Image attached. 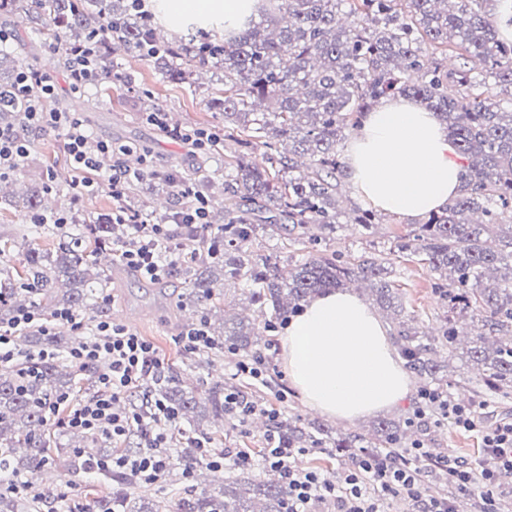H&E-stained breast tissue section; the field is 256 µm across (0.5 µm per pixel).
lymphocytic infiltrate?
<instances>
[{"label":"lymphocytic infiltrate","mask_w":512,"mask_h":512,"mask_svg":"<svg viewBox=\"0 0 512 512\" xmlns=\"http://www.w3.org/2000/svg\"><path fill=\"white\" fill-rule=\"evenodd\" d=\"M99 39L90 36L86 48L65 53V67L73 92H81L90 84L98 58ZM55 94L53 75L27 67L18 72L9 89H0V108L23 106L20 127L0 126V177L13 175L29 155V138L44 128L65 131V146L76 173L71 187L76 195L92 194L97 186L92 173L101 154H125V146L93 138L81 121L69 112L48 110L46 103ZM180 203L167 221L151 224L140 215L126 214L124 209L112 212V221L127 228V237L115 251L120 260L135 269L141 277L159 280L185 252L179 235L184 224L205 226L208 203L195 185L185 180L173 181ZM75 362L107 359L105 373L97 379L96 392L74 408L66 422L103 441L112 442V453L90 457L89 464L98 471H115L133 484H153L168 471L173 460L170 427L176 414L163 400L146 394V385L162 362L154 346L123 326L99 321L95 334L86 347L73 352ZM142 393L141 403L116 410L117 400ZM441 418L469 431H483L487 452L506 468L512 467V422L485 426L481 414L461 404H450L448 394L435 389L422 390L416 419H427L431 410ZM137 437L136 448L121 447L128 437ZM423 445L398 448L383 455L355 461L338 480H330L319 472L299 469L293 453L271 446L264 454V465L279 471L288 486L287 512H317L319 505L333 506L335 512H391L395 501L413 502L417 512H457V494L477 501L480 512H506L507 496L500 491L493 471L465 466L457 458L445 456L433 462L429 471L420 470L415 461L423 456ZM446 480L454 495L431 497L424 485L429 476Z\"/></svg>","instance_id":"1"}]
</instances>
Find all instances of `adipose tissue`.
Segmentation results:
<instances>
[{
  "label": "adipose tissue",
  "mask_w": 512,
  "mask_h": 512,
  "mask_svg": "<svg viewBox=\"0 0 512 512\" xmlns=\"http://www.w3.org/2000/svg\"><path fill=\"white\" fill-rule=\"evenodd\" d=\"M254 0H169L172 19L220 10L227 24ZM352 184L367 204L404 218L447 206L462 166L437 115L405 98H385L362 118L347 147ZM290 385L303 404L345 422L389 410L412 389V374L389 330L356 294L327 290L289 320L280 339Z\"/></svg>",
  "instance_id": "1"
}]
</instances>
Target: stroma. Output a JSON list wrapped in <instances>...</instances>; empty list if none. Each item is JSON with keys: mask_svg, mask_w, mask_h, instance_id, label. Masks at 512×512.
<instances>
[{"mask_svg": "<svg viewBox=\"0 0 512 512\" xmlns=\"http://www.w3.org/2000/svg\"><path fill=\"white\" fill-rule=\"evenodd\" d=\"M6 26L13 35L21 37L29 47L28 64L56 74L64 72L63 53L54 52L42 42L41 36L21 16L7 18ZM112 70L117 77L108 83L87 87L85 92L71 93L67 82H60L58 101L67 111L76 113L87 130L94 136L120 142L130 146H144L158 170L157 175L142 179L141 199L145 212L157 211L168 214L176 204L173 195L160 191L163 173L182 177L195 169L198 161H205L206 175L216 185H223L231 168L225 167L224 156L207 153L198 158L189 149L173 140L168 133L145 120L141 114L146 108L156 107L167 113L183 127H197L207 130L220 129L224 118L211 107V99L221 97L224 84L216 69L195 74L192 83L176 84L163 81L159 71L144 63L131 50L118 49L111 56ZM31 156L34 164L28 178L18 183H5V190L13 186H26L51 175H60L61 180L53 189L48 201L49 211H71L78 223L95 224L112 209V191L108 184H100L90 196H75L69 186L73 178L69 162L63 153V138L60 131L49 130L32 135ZM411 228L409 221L397 216L382 214L378 225L367 230L357 224H343L332 237L329 247L345 257L358 258L382 255L391 262L392 278L398 281L405 294L406 307L416 318L420 330L438 328L440 320L448 310V302L434 287V279L428 269L418 263L407 261L396 249L399 236ZM111 292L114 296L106 314L108 320L119 322L122 311L135 313L136 319L129 325L151 342L162 361L181 363L189 377H201L211 383L235 382L247 390L261 404L276 408L288 417L307 423L317 420L318 412L305 407L291 387L280 357V332H272L266 338L261 351L263 365L267 371L266 384L256 383L238 375L236 355L208 350L195 358L181 359L183 345L180 335L192 309L178 313L168 306L159 304L153 289L139 278L114 275ZM478 372L459 355L448 359V391L455 400L477 403L487 424L493 425L512 420V398L498 400L478 398L475 393ZM264 428L247 420L221 428L213 442L217 448L249 449L255 463L248 469L250 476L259 478L268 474L261 464V450L264 446ZM426 447L449 454L472 464H488L481 433L468 432L445 423L428 430L424 436ZM47 471L54 474L53 482H44L40 475L31 478L33 489L44 487L61 493L69 512H84L88 500L108 501L115 494L116 486L100 476L75 473L67 468L48 463Z\"/></svg>", "mask_w": 512, "mask_h": 512, "instance_id": "stroma-1", "label": "stroma"}]
</instances>
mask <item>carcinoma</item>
Returning a JSON list of instances; mask_svg holds the SVG:
<instances>
[{
	"label": "carcinoma",
	"mask_w": 512,
	"mask_h": 512,
	"mask_svg": "<svg viewBox=\"0 0 512 512\" xmlns=\"http://www.w3.org/2000/svg\"><path fill=\"white\" fill-rule=\"evenodd\" d=\"M28 15L43 37L73 49L89 34L113 23L102 46L137 48L148 39L160 52L143 58L164 78L188 83L196 68L224 72V97L212 106L224 111V140L238 146L228 159L234 169L224 182V208L210 210V226L188 227L193 238L187 256L170 278L152 283L164 298L167 284L182 280L178 305L191 304L215 346L251 359L264 333L276 321L330 288L368 287L375 303L396 326V345L408 367L441 389L448 365L436 345L455 350L460 329L443 317L434 339L421 334L406 314L403 296L391 279L385 258L344 261L335 254L313 253L309 245L327 242L340 224L375 226V213L351 203L340 207L348 178L342 143L359 127L364 113L384 97L415 98L436 113L464 165L462 185L443 211L430 215L399 237L397 250L415 256L437 277L435 286L448 298V311L470 313L483 332L466 355L477 368L482 391L503 399L512 394V0H256L239 27L210 22L212 36L199 44L168 41L132 3L112 0H0V15ZM455 41L457 66L427 62L424 45ZM265 147V164L249 159L255 142ZM44 190L35 184L0 195V204L43 210ZM288 232L302 258L261 252L264 231ZM35 233L59 238L54 249L30 247L19 258L0 244V321L33 307L53 317L106 313V288L112 274L100 269L99 256L112 250L121 231L103 221L66 231L39 224ZM229 280L246 285L251 306L271 319L259 328L247 316L222 315L216 288ZM28 347L42 344L69 351L84 344L69 333L24 334ZM20 363L0 365V473L9 483L22 473L35 474L54 457L66 458L74 472H88L84 459L57 447L45 433L46 404L74 394L80 377L90 380L104 364L61 367L24 350ZM150 387L175 409L178 420L192 423L211 438L219 422L245 421L225 397L248 404L273 425L280 447L334 448L353 461L362 454L406 447L400 423L381 420L372 433L333 436L323 424L306 429L275 408L260 406L239 387L203 382L184 384L166 364ZM177 512H284L288 488L279 479L242 476L198 484L177 495ZM121 512H160L155 501L116 498Z\"/></svg>",
	"instance_id": "1"
}]
</instances>
